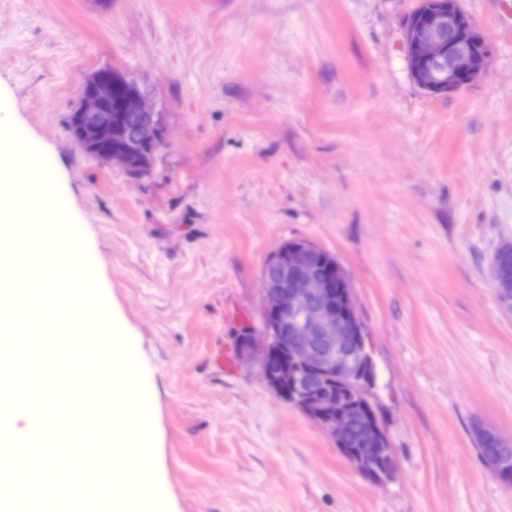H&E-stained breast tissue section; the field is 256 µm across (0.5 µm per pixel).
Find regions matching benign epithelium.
<instances>
[{"instance_id":"7a95c632","label":"benign epithelium","mask_w":512,"mask_h":512,"mask_svg":"<svg viewBox=\"0 0 512 512\" xmlns=\"http://www.w3.org/2000/svg\"><path fill=\"white\" fill-rule=\"evenodd\" d=\"M410 75L424 92L445 96L467 87L485 74L490 49L460 7H435L419 22L406 24ZM121 84V111L131 119L119 149L108 148L96 158L118 165L130 175L146 173L165 142L160 114L139 88L112 69L90 73L71 112L68 136L81 148L112 144V86ZM319 247L310 242L279 247L268 259L272 274L263 278L264 337L241 339L247 355L259 353L260 371L269 389L301 408L309 405L324 417L322 429L340 443L351 429L353 416L336 413V395L319 393L304 382L303 370L333 374L346 383L368 386L375 379L365 353L366 330L357 312L349 278L336 259L321 258L333 270L327 279L317 271ZM384 430L375 417L362 419V457L349 460L360 471L371 459Z\"/></svg>"}]
</instances>
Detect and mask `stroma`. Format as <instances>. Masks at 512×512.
<instances>
[{
  "label": "stroma",
  "instance_id": "1",
  "mask_svg": "<svg viewBox=\"0 0 512 512\" xmlns=\"http://www.w3.org/2000/svg\"><path fill=\"white\" fill-rule=\"evenodd\" d=\"M419 0H0V159L22 132L81 225L112 333L137 344L163 512H512L475 446L512 441V315L491 277L512 244V0H458L487 73L449 97L413 83ZM109 67L162 115L130 176L67 136ZM311 242L349 274L397 459L376 484L216 337L263 335L268 258ZM241 307L245 323L226 318ZM210 366L212 371L219 376L233 375L236 370L233 348L221 340H216L211 352Z\"/></svg>",
  "mask_w": 512,
  "mask_h": 512
}]
</instances>
